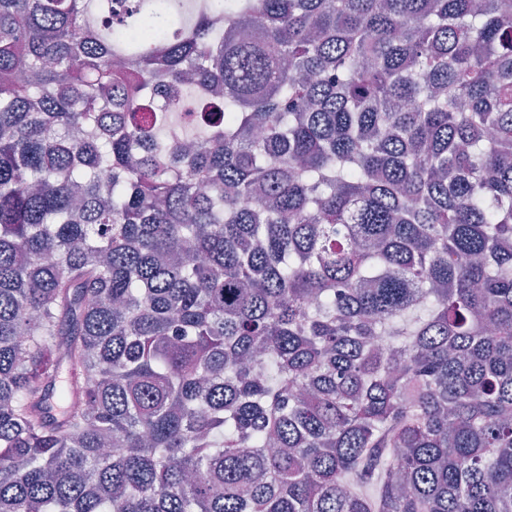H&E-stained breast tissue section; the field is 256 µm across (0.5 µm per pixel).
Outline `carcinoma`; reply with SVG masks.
I'll use <instances>...</instances> for the list:
<instances>
[{
  "label": "carcinoma",
  "instance_id": "obj_1",
  "mask_svg": "<svg viewBox=\"0 0 512 512\" xmlns=\"http://www.w3.org/2000/svg\"><path fill=\"white\" fill-rule=\"evenodd\" d=\"M0 512H512V0H0Z\"/></svg>",
  "mask_w": 512,
  "mask_h": 512
}]
</instances>
